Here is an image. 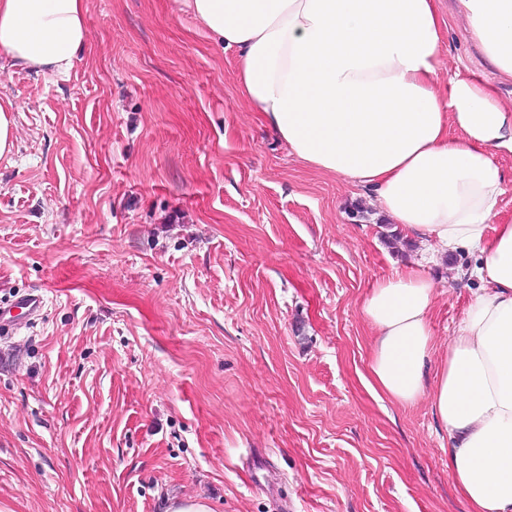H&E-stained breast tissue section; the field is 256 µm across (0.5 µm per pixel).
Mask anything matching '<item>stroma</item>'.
<instances>
[{
    "instance_id": "1",
    "label": "stroma",
    "mask_w": 512,
    "mask_h": 512,
    "mask_svg": "<svg viewBox=\"0 0 512 512\" xmlns=\"http://www.w3.org/2000/svg\"><path fill=\"white\" fill-rule=\"evenodd\" d=\"M65 76L0 56V512H465L427 401L362 380L360 305L429 259L442 356L472 256L391 245L374 195L313 170L237 91L234 51L172 0H88ZM437 82H499L451 21ZM14 112H17V107L12 100L0 99V158L11 155L15 147ZM44 306V295L38 291L17 293L7 305H0V332L17 329L39 315Z\"/></svg>"
}]
</instances>
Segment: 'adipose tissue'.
<instances>
[{
	"label": "adipose tissue",
	"instance_id": "1",
	"mask_svg": "<svg viewBox=\"0 0 512 512\" xmlns=\"http://www.w3.org/2000/svg\"><path fill=\"white\" fill-rule=\"evenodd\" d=\"M238 55L237 89L306 166L370 189L393 223L474 256L470 302L434 380L436 284L408 265L371 288L366 386L428 399L450 439L467 512H512V223L495 154L512 152V102L458 75L439 89L448 21L439 0H174ZM488 62L512 78V0H457ZM87 0H0V55L66 74L88 43ZM456 137H449V130Z\"/></svg>",
	"mask_w": 512,
	"mask_h": 512
}]
</instances>
